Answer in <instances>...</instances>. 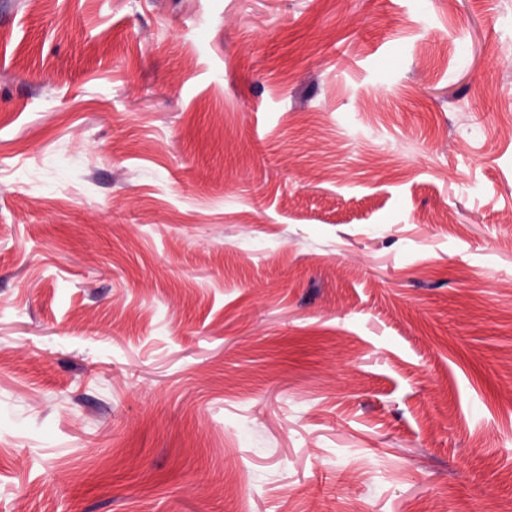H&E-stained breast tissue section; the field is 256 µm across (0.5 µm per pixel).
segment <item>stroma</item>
Masks as SVG:
<instances>
[{"label":"stroma","mask_w":512,"mask_h":512,"mask_svg":"<svg viewBox=\"0 0 512 512\" xmlns=\"http://www.w3.org/2000/svg\"><path fill=\"white\" fill-rule=\"evenodd\" d=\"M0 512H512V0H0Z\"/></svg>","instance_id":"stroma-1"}]
</instances>
